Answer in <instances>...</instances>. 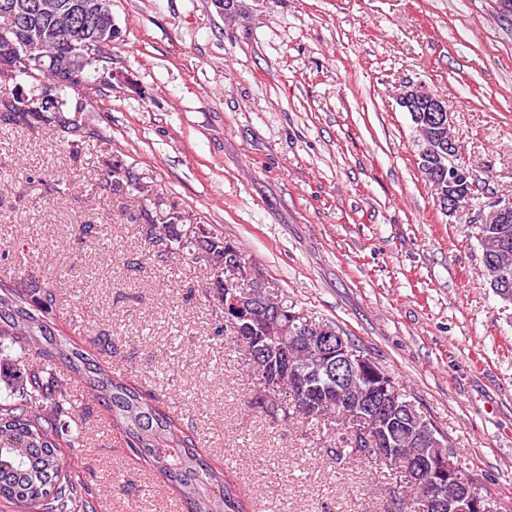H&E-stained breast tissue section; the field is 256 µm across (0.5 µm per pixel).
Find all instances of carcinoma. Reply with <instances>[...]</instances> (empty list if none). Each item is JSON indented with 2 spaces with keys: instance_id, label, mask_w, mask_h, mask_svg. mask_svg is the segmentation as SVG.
Instances as JSON below:
<instances>
[{
  "instance_id": "cac0c4a2",
  "label": "carcinoma",
  "mask_w": 512,
  "mask_h": 512,
  "mask_svg": "<svg viewBox=\"0 0 512 512\" xmlns=\"http://www.w3.org/2000/svg\"><path fill=\"white\" fill-rule=\"evenodd\" d=\"M16 5V22L9 40L0 38V56L9 55L19 42L36 52L53 49L64 52L68 20L60 15L49 16L38 10L39 0H0ZM6 75L31 79L29 93L12 94L4 100L0 121L15 125H40L54 130L64 123L67 100L61 93L71 88L63 71V59L43 70L32 72L19 68ZM171 224L163 225L167 240L176 250L191 249L194 243L183 238L178 230L184 216L172 212ZM480 234L491 239L506 236L512 241V224H483ZM207 276H221L217 299L224 301L226 267L224 236L217 232L207 242L204 255ZM56 293L36 283L0 279V383H5L20 399L0 400V499L25 509V512H86L82 497L84 478L65 466L64 449L80 444V434L64 435L58 421L62 416L74 418L77 406L67 389L73 380L84 385L92 397L106 406L112 426L125 434L130 451L152 467L158 477L175 488L191 512H248V503L237 492L224 470L212 466L196 449L193 439L165 411L140 389L112 373L111 368L96 355L77 347L59 333L49 315L56 305ZM22 343L36 357L35 364L22 369L12 355L13 345ZM311 345L300 338L288 341V375L311 370ZM323 396L317 409L310 412L296 402L294 393L280 404L288 409L282 419H301L325 426L330 431V452L347 463L378 460L375 454H364L344 437V430L355 426L378 425L375 417L368 420L347 414L336 403V381L328 369L319 372ZM422 422L420 415L392 420L393 434L410 442L411 432ZM404 457L383 462L399 477L403 491L396 502V512H418L416 507L429 496L432 486L442 483L451 493L453 483L448 473L434 463L417 481L406 472L413 456L403 449ZM461 478L471 477L470 490L480 505H491L483 483L466 468Z\"/></svg>"
}]
</instances>
